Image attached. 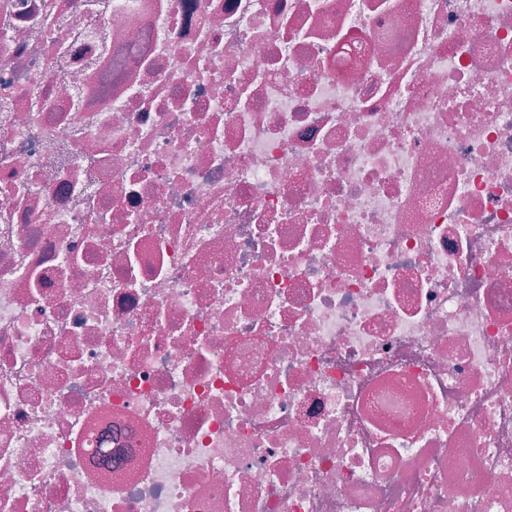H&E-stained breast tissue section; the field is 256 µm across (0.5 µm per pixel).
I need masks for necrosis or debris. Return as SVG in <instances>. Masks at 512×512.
<instances>
[{"mask_svg":"<svg viewBox=\"0 0 512 512\" xmlns=\"http://www.w3.org/2000/svg\"><path fill=\"white\" fill-rule=\"evenodd\" d=\"M0 512H512V0H0Z\"/></svg>","mask_w":512,"mask_h":512,"instance_id":"4bbe7bcc","label":"necrosis or debris"}]
</instances>
